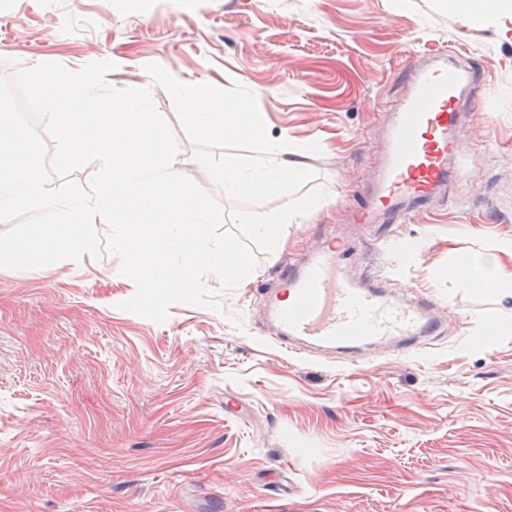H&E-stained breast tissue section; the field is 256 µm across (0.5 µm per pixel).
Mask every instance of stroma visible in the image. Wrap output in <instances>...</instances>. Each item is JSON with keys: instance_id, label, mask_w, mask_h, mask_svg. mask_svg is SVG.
I'll list each match as a JSON object with an SVG mask.
<instances>
[{"instance_id": "35a3bbf8", "label": "stroma", "mask_w": 512, "mask_h": 512, "mask_svg": "<svg viewBox=\"0 0 512 512\" xmlns=\"http://www.w3.org/2000/svg\"><path fill=\"white\" fill-rule=\"evenodd\" d=\"M441 2L0 0V75L108 60L118 89L150 63L241 84L272 133L322 143L306 167L327 190L219 312L120 310L135 285L107 251L0 270V512H512V297L458 274L512 241V16L465 31ZM450 47L484 72L462 94L461 175L410 222L354 223L409 65ZM159 111L175 167L214 190L172 100ZM330 233L362 240L355 279L447 308L444 335L354 365L284 354L260 292Z\"/></svg>"}]
</instances>
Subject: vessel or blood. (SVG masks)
Segmentation results:
<instances>
[{"label":"vessel or blood","mask_w":512,"mask_h":512,"mask_svg":"<svg viewBox=\"0 0 512 512\" xmlns=\"http://www.w3.org/2000/svg\"><path fill=\"white\" fill-rule=\"evenodd\" d=\"M410 73V88L384 131L386 151L374 174V194L356 205L362 224L371 223L377 205L409 221L455 177L462 153L455 134L458 106L463 87L479 77L476 63L451 51L411 66ZM358 253L351 242L320 246L305 261L288 265L280 279L292 306L278 304L276 295L262 296L283 350L300 343L352 359L367 346L392 345L407 353L444 333L431 299L401 303L383 289L357 284L347 266Z\"/></svg>","instance_id":"obj_1"}]
</instances>
